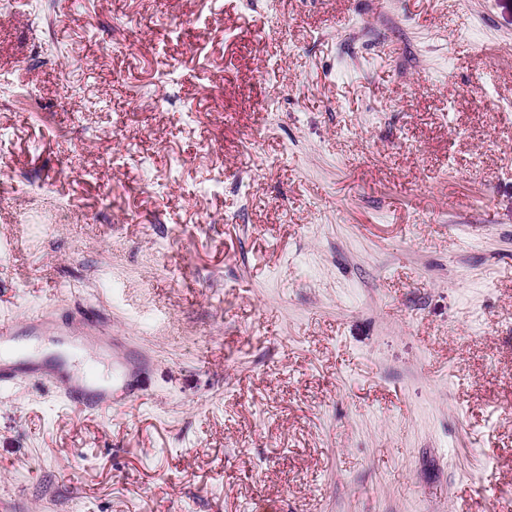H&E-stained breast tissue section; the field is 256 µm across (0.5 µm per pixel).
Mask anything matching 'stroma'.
Returning <instances> with one entry per match:
<instances>
[{"label": "stroma", "instance_id": "stroma-1", "mask_svg": "<svg viewBox=\"0 0 512 512\" xmlns=\"http://www.w3.org/2000/svg\"><path fill=\"white\" fill-rule=\"evenodd\" d=\"M512 0L0 12V512H506ZM15 322L0 321V387L14 383L24 377L55 388L76 409L99 411L112 407V388L101 384L90 372L70 374L63 370L48 369L44 363L32 356H25L15 362L13 354Z\"/></svg>", "mask_w": 512, "mask_h": 512}]
</instances>
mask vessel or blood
Instances as JSON below:
<instances>
[{
  "label": "vessel or blood",
  "instance_id": "vessel-or-blood-1",
  "mask_svg": "<svg viewBox=\"0 0 512 512\" xmlns=\"http://www.w3.org/2000/svg\"><path fill=\"white\" fill-rule=\"evenodd\" d=\"M14 328V322L0 321V387L23 377L55 388L77 409L99 411L111 408V387L101 384L92 373L71 374L60 369H50L40 359L32 356L14 361Z\"/></svg>",
  "mask_w": 512,
  "mask_h": 512
}]
</instances>
